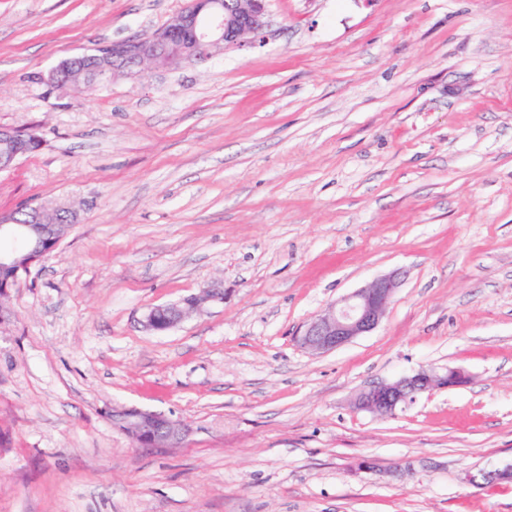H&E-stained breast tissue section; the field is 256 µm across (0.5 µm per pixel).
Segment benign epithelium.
<instances>
[{
	"label": "benign epithelium",
	"mask_w": 512,
	"mask_h": 512,
	"mask_svg": "<svg viewBox=\"0 0 512 512\" xmlns=\"http://www.w3.org/2000/svg\"><path fill=\"white\" fill-rule=\"evenodd\" d=\"M269 2L191 0L162 30L100 45L83 59L61 63L52 71L50 80L56 85L70 68L77 67L92 81L101 82L120 73L131 74L147 61L177 67L186 62L203 61L227 48H253L267 37ZM38 140L32 133L0 127V171L12 168L21 157L35 151ZM62 221L69 225L77 223V211L65 205L49 209L31 204L22 222L15 220L11 211L0 213V236L5 234L20 240L22 250L27 253V261L19 264L16 251L0 250V272L10 271L3 292H8L30 272L32 264L46 254L48 244L57 243ZM399 287L400 280L394 273L375 278L307 322L297 337L299 346L311 353H324L371 333ZM223 298L224 292L220 289H208L177 303L150 308L143 314L140 324L148 331L164 332L201 309L206 302ZM468 380V375L459 368H450L441 375L420 369L395 382L369 386L357 395L354 406L360 411L393 416L399 407L414 402L420 394L436 388L462 387ZM112 422L133 441L149 447H176L189 433L179 420L133 407L113 409Z\"/></svg>",
	"instance_id": "benign-epithelium-1"
}]
</instances>
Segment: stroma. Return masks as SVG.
Returning <instances> with one entry per match:
<instances>
[{
  "label": "stroma",
  "mask_w": 512,
  "mask_h": 512,
  "mask_svg": "<svg viewBox=\"0 0 512 512\" xmlns=\"http://www.w3.org/2000/svg\"><path fill=\"white\" fill-rule=\"evenodd\" d=\"M187 4L0 0V126L43 141L0 211L80 214L5 299L0 512H512L473 481L512 462V0H271L264 45L50 82ZM392 272L373 332L298 346ZM451 368L394 416L353 406ZM122 406L189 433L142 447ZM224 292L218 288L204 291L200 295H193L177 303L158 305L150 308L143 314L140 324L145 330L164 332L179 324L184 318L201 309L208 301L222 300ZM468 380V375L459 368L448 369L442 375L421 369L392 383L369 386L357 395L354 406L360 411L393 416L399 407L413 403L420 394L436 388L462 387Z\"/></svg>",
  "instance_id": "obj_1"
}]
</instances>
